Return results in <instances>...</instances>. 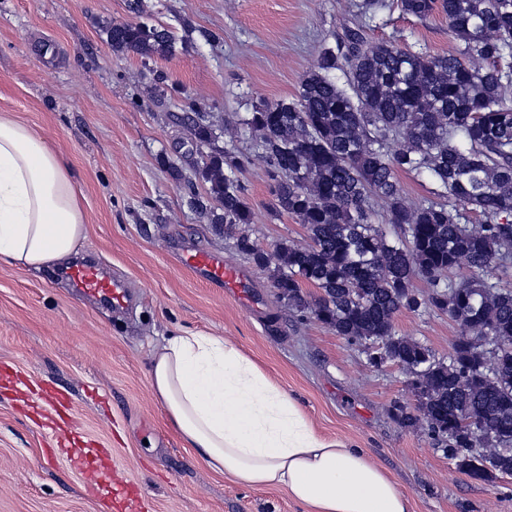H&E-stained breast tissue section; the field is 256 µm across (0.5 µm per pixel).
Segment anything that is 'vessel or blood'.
Returning <instances> with one entry per match:
<instances>
[{
    "mask_svg": "<svg viewBox=\"0 0 512 512\" xmlns=\"http://www.w3.org/2000/svg\"><path fill=\"white\" fill-rule=\"evenodd\" d=\"M186 265L202 280L222 284L224 288L245 293L247 284L242 272L225 265L223 260L206 252L189 254ZM66 279L81 295L97 297L121 311L128 307L129 297L120 282L109 278L97 264H77L68 268ZM56 450L65 455L70 467L80 475L88 495L120 498L127 512H141L142 506L135 487L119 477V470L108 448H73L64 438H57Z\"/></svg>",
    "mask_w": 512,
    "mask_h": 512,
    "instance_id": "b4317fda",
    "label": "vessel or blood"
}]
</instances>
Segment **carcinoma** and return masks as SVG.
<instances>
[{"mask_svg":"<svg viewBox=\"0 0 512 512\" xmlns=\"http://www.w3.org/2000/svg\"><path fill=\"white\" fill-rule=\"evenodd\" d=\"M355 7L295 96L241 120L259 137L275 212L302 224L310 243L269 253L251 239L235 174L244 160L214 146L201 112L187 117L194 141L210 148L196 174L218 205L194 204L256 265L277 260L274 287L288 305L363 347L373 366L403 364L426 402H395L401 427L424 423L475 480L512 476V288L503 285L512 277V0H399L405 15L448 22V51L433 55L368 40L388 0ZM108 40L144 58L176 49L172 32L145 21L113 26ZM402 173L427 177L435 199L410 202ZM379 206L391 235L375 223ZM402 310L446 314L468 333L445 360L396 335Z\"/></svg>","mask_w":512,"mask_h":512,"instance_id":"1","label":"carcinoma"}]
</instances>
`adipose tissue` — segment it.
<instances>
[{
	"mask_svg": "<svg viewBox=\"0 0 512 512\" xmlns=\"http://www.w3.org/2000/svg\"><path fill=\"white\" fill-rule=\"evenodd\" d=\"M85 224L67 160L0 115V262L61 266ZM150 383L186 447L248 487L277 486L308 512H409L406 494L365 451L319 435L299 403L229 340L169 337Z\"/></svg>",
	"mask_w": 512,
	"mask_h": 512,
	"instance_id": "ef3b65f1",
	"label": "adipose tissue"
}]
</instances>
